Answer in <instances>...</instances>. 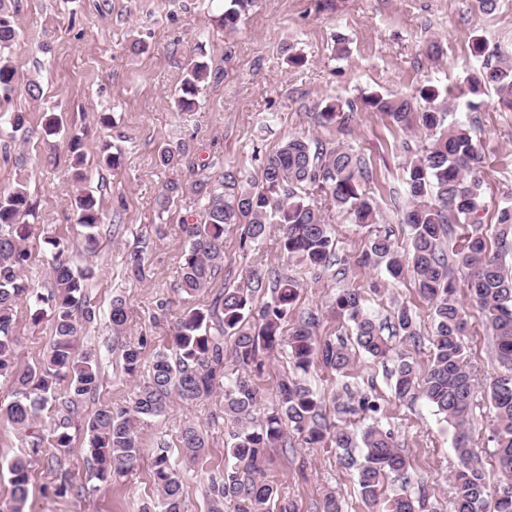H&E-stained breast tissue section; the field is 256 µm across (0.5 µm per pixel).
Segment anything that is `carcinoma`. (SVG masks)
Listing matches in <instances>:
<instances>
[{
	"mask_svg": "<svg viewBox=\"0 0 512 512\" xmlns=\"http://www.w3.org/2000/svg\"><path fill=\"white\" fill-rule=\"evenodd\" d=\"M228 2L214 24L233 32L244 24L258 0ZM18 38L6 0H0V96L5 99L15 88L16 70L1 51ZM209 77L207 61L188 59L178 90L179 111L199 108V88ZM488 88L495 90L501 104L512 108L511 60L485 64L471 76L472 95ZM358 106L352 101H329L318 112L319 123L334 126L344 119L345 112L358 111ZM361 106L385 115L403 130H423L426 137L425 144L417 148L406 145L410 153L406 168L408 204L401 211V223L412 231L409 249L399 253L389 237L376 232L369 235L366 249L353 260L359 267L374 259L385 261L391 278L410 276L431 306L434 330L430 359L423 365L399 356L393 371L394 395L400 401L424 397L454 429L459 459L452 475L455 512H512V270L500 257V252L512 249L508 240L512 208L497 212V224L503 231L494 250L481 229L480 213L486 210L479 177L481 155L471 128L448 120V92L435 85L423 86L413 94L374 92L362 99ZM69 152L73 179L81 183L85 180V154L79 135H70ZM189 153L186 142H172L160 149L157 161L161 167L177 168ZM369 178L368 164L360 153L336 143L293 136L260 159L255 177L224 167L191 183L168 181L160 209H166L175 198L191 196L200 214V220L182 224L185 249L180 289L196 297L211 288L224 269V231L230 224L243 225L246 239L257 245L275 230L284 258L297 259L314 272L330 269L335 265V246L329 211L363 227L378 223L377 201L364 189ZM75 207L76 224L84 229L83 250L93 255L99 245L103 206L91 192L80 188ZM31 208L25 185L0 191V376L13 379L10 401L0 404V419L6 420L29 448V453L8 464L11 495L0 501V512H27L32 466L47 453L48 470L57 480L56 493L61 496L81 495L99 489L101 484H112L133 469L144 453L136 430L140 422L164 414L175 399L192 404L218 388L224 391V416L234 424L226 443L233 465L225 466L220 480L211 482L208 512H224L227 502L233 504L234 512H272L277 488L265 479V464L270 449L287 447L289 431L312 448L328 438L345 451L340 463L356 471L369 512H426L424 489L416 496L408 490L412 482L409 463L392 433L376 423L358 434L347 425L328 426L322 398L292 378L290 372H284L278 384L277 401L263 417L255 416L253 376L262 371L266 356L282 349L292 370L303 372L318 363L341 373L352 360L346 343L317 336L319 318L313 313L283 333V322L294 309L299 288L286 273L251 269L238 286L224 289L214 306L183 311L174 320L170 346L156 351L148 363L142 346L123 345L122 372L136 378L146 368V381L139 386L130 408L114 411L111 405L101 403L93 415L82 419V404L96 399L101 380L99 349L80 345L87 325L96 320V307L88 298L95 270L90 266L74 268L60 239L46 236L43 243L49 253L51 288L41 294L31 287L27 241L33 231L31 225L19 223L20 216ZM454 224L468 230L450 259L443 243ZM147 248L145 241L129 255L126 272L135 278L142 274ZM455 265L467 270L470 300L492 331L501 368L487 391L493 410L494 455L506 478L496 488L487 483L468 433L475 379L463 344L468 320L457 297ZM259 292L270 293V301L260 307L255 304ZM23 298L34 306L33 324L49 314L52 336L45 356L21 369L17 367L13 312ZM333 309L353 322L359 349L376 360L389 355L391 338L382 335L365 310L359 289H341ZM126 319L125 301L113 298L108 320L115 334H121ZM393 328L394 335L409 341L418 336L413 313L406 306L397 308ZM228 337L232 338L229 346ZM227 355L237 367L235 376L228 380L224 374ZM345 395L347 400L337 403L342 414L370 416L379 410L376 399L367 393L347 391ZM45 413L52 418L48 427L43 426ZM81 420L90 455L83 481L65 467L72 447L70 430ZM358 446L362 447L361 462L350 452ZM207 447L205 431L194 423L185 424L176 445L181 455L196 459ZM171 454L172 448L165 443L153 450V481L159 491L153 512H186L181 475L171 462ZM390 476L400 482V488L385 497L383 484Z\"/></svg>",
	"mask_w": 512,
	"mask_h": 512,
	"instance_id": "obj_1",
	"label": "carcinoma"
}]
</instances>
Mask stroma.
Listing matches in <instances>:
<instances>
[{
  "mask_svg": "<svg viewBox=\"0 0 512 512\" xmlns=\"http://www.w3.org/2000/svg\"><path fill=\"white\" fill-rule=\"evenodd\" d=\"M223 9L224 0H15L13 22L19 39L8 54L18 87L11 99L0 101V113H24L27 129L15 132L0 123V190L24 182L34 206V216L27 219L34 229L29 240L33 286L44 293L50 285L44 237H58L73 255L81 253L75 208L79 186L71 179L68 143L75 131L83 138L84 186L100 198L104 210L101 246L91 260L95 277L89 297L103 310L113 297L125 300L128 320L122 339L142 343L144 358L167 346L177 314L211 304L218 289L236 286L246 269L261 265L300 281L299 298L288 320L294 323L315 312L320 318L317 334L324 339L355 340L352 323L331 311L339 289H360L367 311L381 323L389 322L397 307L408 306L419 337L406 342L396 336L392 343L396 353L427 362L432 313L415 283L392 279L378 261L366 267L349 263L367 244L366 229L334 218L336 258L346 272L337 275L329 270L317 278L285 262L276 237L250 247L243 243L242 225H231L224 234L223 273L213 288L193 298L179 288L185 246L180 224L196 221L195 206L178 199L163 211L157 198L168 179H198L205 163L255 172L258 154L275 150L291 135L336 142L368 160L373 178L365 189L379 203L378 228L389 234L399 252H406L410 229L396 217L405 199L403 146L418 145L423 131H403L376 112H353L344 127H323L317 112L320 104L331 100H355L374 91L411 93L431 84L448 88L451 119L473 129L483 157L488 205L482 229L489 241H496L497 210L512 204V110L499 104L494 90L471 95L468 80L481 60L493 63L501 56L512 57V0H499L490 15L480 9L478 0H259L235 32L210 27L211 15ZM339 33L349 48L341 57L332 52ZM476 38L487 44L480 60L471 53ZM435 39L443 44L444 53L433 59L426 47ZM137 40L146 43V52L131 51ZM286 43L304 56L303 65H288L281 52ZM198 52L204 53L213 76L200 90L199 110L181 114L175 97L182 66ZM32 83L40 88L35 98L27 92ZM50 112L63 120L59 133L42 129L43 116ZM102 112L111 113V127L99 123ZM176 136L190 145L191 152L171 172L157 166L156 156ZM107 145L122 152L118 168L99 163ZM159 227L164 236H156ZM144 238L151 248L144 277L136 280L127 277L125 260ZM30 307L22 301L14 312L16 351L23 366L42 357L51 336L49 320L32 324ZM466 312L470 330L465 353L483 387L499 371L492 336L474 307ZM393 365V360L376 361L356 350L343 373L314 366L301 381L328 398L326 416L331 424L345 420L332 402L342 389L374 395L380 406L375 422L393 432L430 505L435 512H453L450 478L459 464L454 430L424 398H395ZM101 372V400L116 410L127 408L137 380L126 377L113 356L104 357ZM487 413L486 405L476 407L470 438L488 482L497 485L504 477L489 453ZM188 421L206 429L208 446L197 460L176 461L185 508L207 512L206 491L212 477L224 469V443L231 429L219 391L192 405L172 403L164 415L145 421L140 428L145 452L138 464L118 482L94 493L57 495L45 461H38L32 471L29 512H142L157 498L152 448L160 441L176 445ZM339 454L336 448L306 447L294 436L288 448L270 450L265 477L277 484L281 497L297 512H320L330 488L339 492L342 512H367L355 477L341 467Z\"/></svg>",
  "mask_w": 512,
  "mask_h": 512,
  "instance_id": "stroma-1",
  "label": "stroma"
}]
</instances>
